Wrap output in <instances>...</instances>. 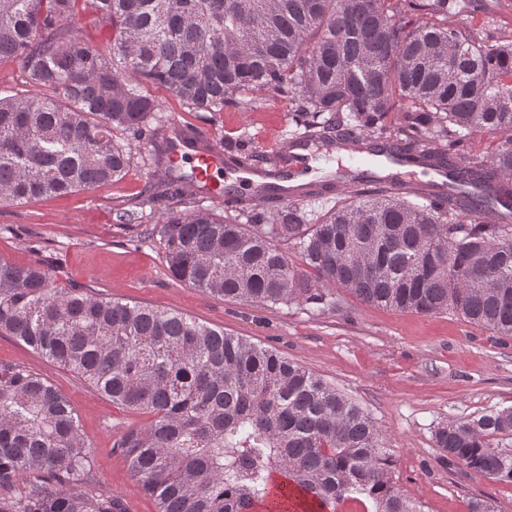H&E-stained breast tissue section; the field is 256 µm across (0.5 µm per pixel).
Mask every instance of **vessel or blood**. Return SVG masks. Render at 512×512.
Returning a JSON list of instances; mask_svg holds the SVG:
<instances>
[{"label": "vessel or blood", "mask_w": 512, "mask_h": 512, "mask_svg": "<svg viewBox=\"0 0 512 512\" xmlns=\"http://www.w3.org/2000/svg\"><path fill=\"white\" fill-rule=\"evenodd\" d=\"M173 162L192 159V170L198 180L204 184L213 199L236 200L241 205L261 207L267 205L269 196L280 201L303 199L304 193L298 187L300 175L312 173L313 154L306 143L299 142L286 150V158L272 170L231 166L224 161V152L220 145L210 144L207 149L199 150L184 142H174L171 150ZM223 171V182H216V171ZM382 179L390 192L416 194L433 201L442 200L447 191L446 183L440 182L430 187L418 180L413 173L402 171L400 164H393L391 172L377 175L374 168L366 165H352L350 180L353 186ZM261 512H303L298 496L287 485H275L269 502Z\"/></svg>", "instance_id": "1"}]
</instances>
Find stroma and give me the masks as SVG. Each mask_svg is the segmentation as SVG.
Masks as SVG:
<instances>
[{"label":"stroma","mask_w":512,"mask_h":512,"mask_svg":"<svg viewBox=\"0 0 512 512\" xmlns=\"http://www.w3.org/2000/svg\"><path fill=\"white\" fill-rule=\"evenodd\" d=\"M154 94L172 126L243 140L255 168L265 167V154L288 134V114L277 102L212 114L189 111L167 89ZM148 150L136 144L134 164L119 182L22 206L0 204V255L18 264L42 255L54 264L57 287L176 310L304 366L372 417L386 436L394 482L422 512H466L473 498L512 512V484L449 464L434 442L449 419L512 407V336L493 335L448 311L370 305L342 288L335 306L320 310L219 299L176 281L153 223L116 219L118 208L136 209L144 193ZM0 360L26 366L69 399L92 445L94 480L117 494L126 512H156L116 446L148 414L112 404L12 336L0 335Z\"/></svg>","instance_id":"stroma-1"}]
</instances>
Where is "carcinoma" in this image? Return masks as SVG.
<instances>
[{
  "instance_id": "1",
  "label": "carcinoma",
  "mask_w": 512,
  "mask_h": 512,
  "mask_svg": "<svg viewBox=\"0 0 512 512\" xmlns=\"http://www.w3.org/2000/svg\"><path fill=\"white\" fill-rule=\"evenodd\" d=\"M472 0H0V202L25 205L124 178L145 140L150 211L172 276L262 305L364 303L452 312L512 335V31L487 32ZM112 25L108 50L79 21ZM458 17L450 26L444 20ZM164 87L192 112L288 107V137L320 145L377 134L383 157L448 171L441 203L347 191L312 217L303 201L197 208L200 181L172 176ZM489 138L486 149L475 139ZM501 224L480 212L503 202ZM299 254L302 266L285 248ZM152 415L117 445L157 512H254L282 475L325 512L353 494L370 512H421L392 481L386 440L356 402L305 367L175 310L53 286L41 258L0 256V335ZM512 408L437 428L448 463L512 483ZM91 445L47 379L0 362V512H126L89 478Z\"/></svg>"
}]
</instances>
